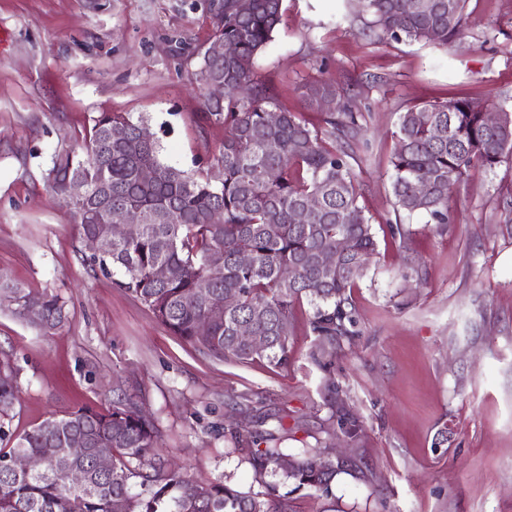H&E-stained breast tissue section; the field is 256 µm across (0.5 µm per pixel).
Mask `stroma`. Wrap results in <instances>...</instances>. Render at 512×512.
Returning <instances> with one entry per match:
<instances>
[{"mask_svg":"<svg viewBox=\"0 0 512 512\" xmlns=\"http://www.w3.org/2000/svg\"><path fill=\"white\" fill-rule=\"evenodd\" d=\"M213 0H0V281L59 295L50 332L0 308V359L17 369L13 435L126 393L151 413L161 454L200 484L258 491L234 431L290 453L327 440L323 387L335 379L365 425L329 492L292 491L288 512H512V158L474 169L450 221L399 219L393 132L413 105L471 97L512 106V0H467L465 33L436 46L364 36L354 0H283L256 81L314 117L307 88L344 89L359 199L378 248L353 290L358 336L331 366L311 359L310 307L291 328L287 366L209 357L160 324L112 277L92 272L79 228L49 188L52 154L101 112L144 117L166 163L194 171L224 129L201 116L196 78Z\"/></svg>","mask_w":512,"mask_h":512,"instance_id":"obj_1","label":"stroma"}]
</instances>
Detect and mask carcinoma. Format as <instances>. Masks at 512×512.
<instances>
[{"instance_id": "cac0c4a2", "label": "carcinoma", "mask_w": 512, "mask_h": 512, "mask_svg": "<svg viewBox=\"0 0 512 512\" xmlns=\"http://www.w3.org/2000/svg\"><path fill=\"white\" fill-rule=\"evenodd\" d=\"M467 0H358L372 17L378 38L406 39L446 45L464 34ZM282 0H222L217 8L213 36L224 38V58L202 56L199 70L206 80L224 82V99L205 101L203 119L224 126L218 156L205 168L188 173L160 158L153 139L144 142L142 118L101 112L77 147L55 152L47 182L56 194L67 180L82 176L90 185L86 201L68 206L81 233L105 236L112 218L118 224L131 209L144 223L112 240L105 256L89 264L106 274L118 273L115 285L130 292L173 335L218 360L248 363L265 360L274 367L288 364L292 351L290 327L297 305L311 306L308 328L317 338L313 361L322 368L343 343L358 335L352 290L366 275L376 253L377 232L359 205V186L350 163L353 154L342 143L359 140L357 115L342 105L320 113L315 123L302 113L280 108L275 93L254 80L256 56L272 40L281 22ZM326 97L337 98L333 86L316 81L309 87L313 107ZM485 101L453 98L414 105L401 113L391 157L392 192L396 211L428 216V223L449 222L453 190L476 166L492 168L512 157V109L498 107L497 124L487 123L492 110ZM278 113L277 121L268 113ZM112 136H107V132ZM276 150H267V144ZM111 180H98L101 169ZM154 177L143 180L141 170ZM275 172V178L266 176ZM314 200L317 207L307 223L296 224L297 211ZM223 216L216 224L214 213ZM224 252V265L212 268L207 256ZM336 256L325 268L321 257ZM167 268L157 280L153 271ZM208 282L205 296L195 293ZM18 316L17 308H42L38 323L48 332L65 319V304L48 292H36L17 283L0 284V301ZM207 321L208 334L199 333ZM247 327L266 339L264 351L254 350L240 335ZM0 410L16 398V371L0 363ZM328 420L348 438L353 448L363 442L364 424L339 396L331 381L324 387ZM73 436L86 440V453L72 457L66 444ZM158 428L130 399L105 409L80 407L50 417L30 431L14 436L0 422V512H288L278 495L279 478L295 489L329 491L345 465L333 458L319 469L311 466V452L290 454L250 436L241 449L255 482L263 490L241 493L223 481L199 484L162 457L149 469L140 462L157 447ZM112 451V470L95 467V450ZM55 449L46 467L36 474H17L14 457ZM292 459L291 466L281 462ZM77 472L82 482L69 475ZM140 491H132L133 486Z\"/></svg>"}]
</instances>
